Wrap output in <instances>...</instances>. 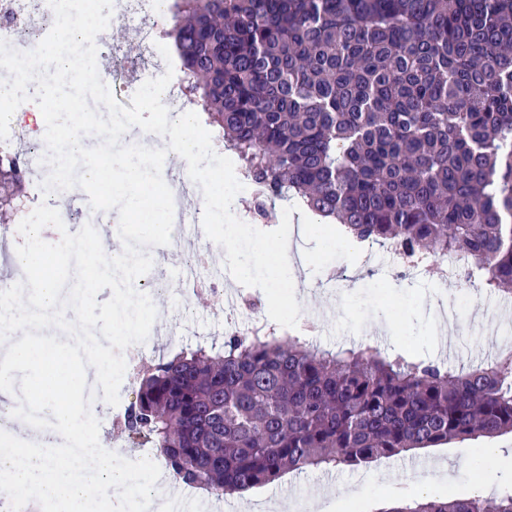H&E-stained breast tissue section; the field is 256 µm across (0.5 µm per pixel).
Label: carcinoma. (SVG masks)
Here are the masks:
<instances>
[{"mask_svg": "<svg viewBox=\"0 0 512 512\" xmlns=\"http://www.w3.org/2000/svg\"><path fill=\"white\" fill-rule=\"evenodd\" d=\"M185 98L261 188L357 241L462 257L512 291V0H172ZM0 162L19 220L27 168ZM122 419L178 482L244 493L288 470L359 466L512 433V358L456 369L370 344L261 332L152 360ZM383 512H512L501 498Z\"/></svg>", "mask_w": 512, "mask_h": 512, "instance_id": "obj_1", "label": "carcinoma"}]
</instances>
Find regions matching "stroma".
<instances>
[{
  "instance_id": "stroma-1",
  "label": "stroma",
  "mask_w": 512,
  "mask_h": 512,
  "mask_svg": "<svg viewBox=\"0 0 512 512\" xmlns=\"http://www.w3.org/2000/svg\"><path fill=\"white\" fill-rule=\"evenodd\" d=\"M97 61L105 68L106 79L116 87L118 102L129 105L140 87L141 69L152 59L139 27L115 22L111 39H99ZM335 224L325 226L291 219L288 236L290 259L295 262L299 283L296 299L302 311L294 335L324 349L371 344L383 352L422 358H445L438 318L440 309H452L468 320L465 333L456 339V355L451 365L467 366L496 359L506 337H512V292L495 293L473 288L459 281L438 280L433 267L425 266L410 276L378 246H367L357 257L356 268L342 261V246L332 238ZM199 238L182 240L179 249L162 254L152 252L151 278L163 279L166 291L156 297L157 325H172V334L149 335L142 343V356L152 360L169 356L181 348L200 343H223L230 319L249 321L254 312H267L265 293L257 287H242L233 277L224 285L250 296L253 307L236 303L226 308L208 292H181L172 269L189 265ZM343 299L344 309L318 317V308L334 299ZM385 315L394 327L393 335H378L374 324ZM445 460L458 466L454 484L430 479L427 465ZM366 483L364 494L347 495L356 483ZM322 484L332 485L326 512H380L381 501L411 504L422 499L451 497H495L512 492V433L492 438L455 440L423 448L400 457H381L369 464L309 467L284 473L278 480L254 488L247 494L220 497L196 491L194 499L207 505L220 502L223 512H243L241 499H277L280 512H306L307 495Z\"/></svg>"
}]
</instances>
